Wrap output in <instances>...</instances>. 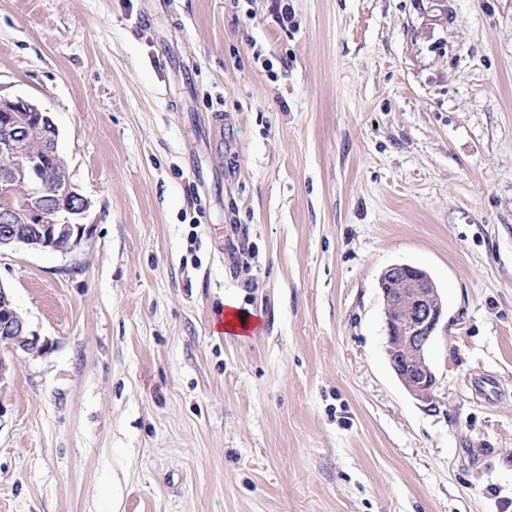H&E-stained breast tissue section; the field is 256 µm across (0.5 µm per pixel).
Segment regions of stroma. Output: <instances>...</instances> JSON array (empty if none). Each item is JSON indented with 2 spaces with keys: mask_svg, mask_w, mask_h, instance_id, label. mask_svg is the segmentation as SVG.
Here are the masks:
<instances>
[{
  "mask_svg": "<svg viewBox=\"0 0 512 512\" xmlns=\"http://www.w3.org/2000/svg\"><path fill=\"white\" fill-rule=\"evenodd\" d=\"M168 2L0 0V94L94 202L0 252L44 345L0 346V512H512V0ZM397 263L447 304L430 407ZM386 355L415 399L432 404L437 382L429 348L445 319V303L432 276L416 266L393 264L379 276ZM224 317L217 324L219 330H228L233 332H240L246 334L248 331L253 330L256 323L249 318H242L241 312L238 309L237 302L233 298L224 300Z\"/></svg>",
  "mask_w": 512,
  "mask_h": 512,
  "instance_id": "1",
  "label": "stroma"
}]
</instances>
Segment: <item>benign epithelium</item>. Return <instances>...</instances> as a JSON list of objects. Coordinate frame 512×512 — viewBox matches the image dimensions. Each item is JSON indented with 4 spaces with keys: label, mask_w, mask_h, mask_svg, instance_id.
Listing matches in <instances>:
<instances>
[{
    "label": "benign epithelium",
    "mask_w": 512,
    "mask_h": 512,
    "mask_svg": "<svg viewBox=\"0 0 512 512\" xmlns=\"http://www.w3.org/2000/svg\"><path fill=\"white\" fill-rule=\"evenodd\" d=\"M58 140V128L39 102L0 95V251L25 247L66 255L90 235L83 219L93 202L72 174H64L51 188L41 182V156L59 157ZM19 173L28 175L24 188L14 184ZM379 288L390 367L412 397L430 404L437 377L428 351L445 319L440 289L427 271L409 264L385 268ZM0 345L12 353L43 350L40 337L15 311L2 285Z\"/></svg>",
    "instance_id": "1"
}]
</instances>
